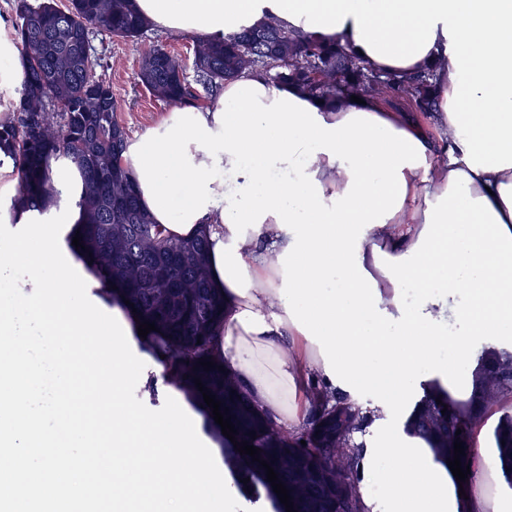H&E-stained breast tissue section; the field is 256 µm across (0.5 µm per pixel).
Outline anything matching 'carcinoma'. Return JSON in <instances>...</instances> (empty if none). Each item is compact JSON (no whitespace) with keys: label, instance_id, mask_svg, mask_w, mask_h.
Masks as SVG:
<instances>
[{"label":"carcinoma","instance_id":"obj_1","mask_svg":"<svg viewBox=\"0 0 512 512\" xmlns=\"http://www.w3.org/2000/svg\"><path fill=\"white\" fill-rule=\"evenodd\" d=\"M14 35L21 51L18 97L0 116V165H12L16 177L10 198L13 223L36 220L60 207L63 190L52 180V166L63 162L81 183L71 206L79 218L65 235L75 256L87 265L100 287L95 293L121 306L138 322L157 330L139 340L162 367L166 383L182 391L203 416L207 432L224 457V467L244 496L264 490L274 512H286L267 481L266 470L234 449L213 418L194 379L229 408L237 442L259 449L279 481L316 486L306 500L292 499L297 512H369L358 477L365 445L359 441L373 423L371 411L336 391L314 389L306 421L298 428L274 429L277 418L259 408L243 390L224 387L221 343L224 336V289L215 286L208 268L206 230L179 237L151 219L141 204L129 167L123 163L127 127L118 121L112 83L95 72L89 34L99 28L128 40L149 29L133 0H13ZM196 82L208 90L246 72H259L274 86L292 85L314 98L351 95L396 100L429 116L436 111V70L396 75L373 70L340 41L323 43L270 18L213 40L193 37ZM134 80L166 105H190L198 95L181 59L163 46L145 51ZM80 235L85 249L72 245ZM202 361L214 362L206 371ZM512 362V354L482 352L479 364ZM463 427L465 455L475 447L476 426L485 422L483 403L465 410L448 397L427 392L405 423V432L426 442L435 460L454 456L444 445L448 417ZM256 435H250V432ZM491 442L504 485L512 490V414H502ZM248 479L243 484L241 480Z\"/></svg>","mask_w":512,"mask_h":512}]
</instances>
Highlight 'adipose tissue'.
I'll return each instance as SVG.
<instances>
[{"instance_id":"adipose-tissue-1","label":"adipose tissue","mask_w":512,"mask_h":512,"mask_svg":"<svg viewBox=\"0 0 512 512\" xmlns=\"http://www.w3.org/2000/svg\"><path fill=\"white\" fill-rule=\"evenodd\" d=\"M174 37L212 39L274 15L340 40L375 70L437 68L434 126L366 99L315 100L257 72L177 106L123 154L154 223L209 227L227 303L226 371L282 424L312 379L370 396L380 430L361 464L369 512H507L387 417L417 379L465 405L483 346L512 352V0H134ZM400 325V337L391 325ZM456 350L459 367L437 359ZM393 461L379 470L375 461Z\"/></svg>"}]
</instances>
